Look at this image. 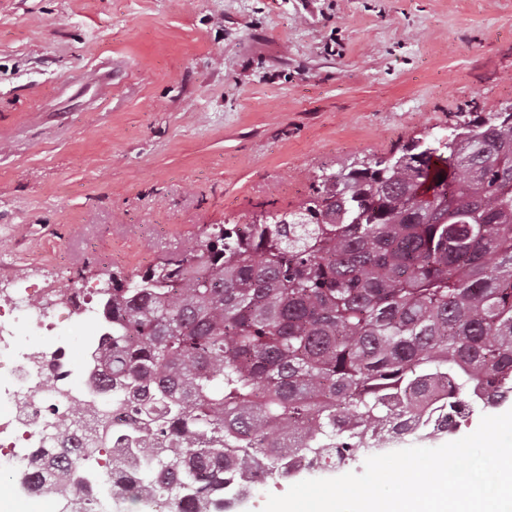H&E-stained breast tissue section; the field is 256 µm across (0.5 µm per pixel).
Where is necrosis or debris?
<instances>
[{"label": "necrosis or debris", "mask_w": 512, "mask_h": 512, "mask_svg": "<svg viewBox=\"0 0 512 512\" xmlns=\"http://www.w3.org/2000/svg\"><path fill=\"white\" fill-rule=\"evenodd\" d=\"M76 318L87 325L77 345L64 333ZM22 324L34 326L41 343L20 344ZM110 335L88 292L79 288L62 294L49 285L22 283L0 302V475L16 483L35 481L37 498L51 512H58L66 498L75 512L101 506L114 489L134 483L144 458L137 445L116 443L111 467L85 462L69 482L41 454L58 448L82 455L123 417L121 401L100 376L98 356L108 350Z\"/></svg>", "instance_id": "1"}]
</instances>
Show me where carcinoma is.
<instances>
[{"label":"carcinoma","mask_w":512,"mask_h":512,"mask_svg":"<svg viewBox=\"0 0 512 512\" xmlns=\"http://www.w3.org/2000/svg\"><path fill=\"white\" fill-rule=\"evenodd\" d=\"M313 178L306 224H213L198 248L112 274L107 378L140 424L138 490L231 512L238 467L288 478L376 448L394 420L446 433L512 401V115ZM81 457H58L68 479Z\"/></svg>","instance_id":"obj_1"}]
</instances>
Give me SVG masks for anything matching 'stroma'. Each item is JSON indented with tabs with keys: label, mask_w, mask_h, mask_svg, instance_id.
<instances>
[{
	"label": "stroma",
	"mask_w": 512,
	"mask_h": 512,
	"mask_svg": "<svg viewBox=\"0 0 512 512\" xmlns=\"http://www.w3.org/2000/svg\"><path fill=\"white\" fill-rule=\"evenodd\" d=\"M511 104L512 0H0V290L98 291Z\"/></svg>",
	"instance_id": "1"
}]
</instances>
